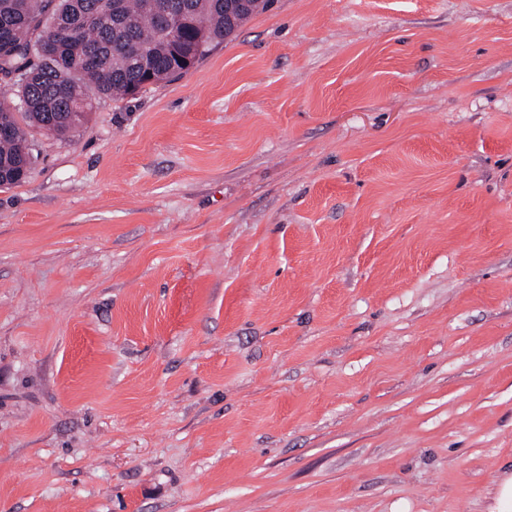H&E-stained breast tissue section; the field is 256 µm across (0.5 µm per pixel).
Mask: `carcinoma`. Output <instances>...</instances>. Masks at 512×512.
Listing matches in <instances>:
<instances>
[{
  "label": "carcinoma",
  "mask_w": 512,
  "mask_h": 512,
  "mask_svg": "<svg viewBox=\"0 0 512 512\" xmlns=\"http://www.w3.org/2000/svg\"><path fill=\"white\" fill-rule=\"evenodd\" d=\"M163 0H0V81L17 86L20 107L0 103V183L20 182L17 166L32 162L25 127L66 135L98 97L121 100L141 82L144 56L154 82L186 73L176 48L192 61L234 35L273 0H248L232 11L224 0H169L183 23L165 28L155 5Z\"/></svg>",
  "instance_id": "carcinoma-1"
}]
</instances>
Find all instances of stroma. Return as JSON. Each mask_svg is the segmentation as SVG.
Wrapping results in <instances>:
<instances>
[{
  "mask_svg": "<svg viewBox=\"0 0 512 512\" xmlns=\"http://www.w3.org/2000/svg\"><path fill=\"white\" fill-rule=\"evenodd\" d=\"M0 190V512H486L512 467V0H274Z\"/></svg>",
  "mask_w": 512,
  "mask_h": 512,
  "instance_id": "stroma-1",
  "label": "stroma"
}]
</instances>
